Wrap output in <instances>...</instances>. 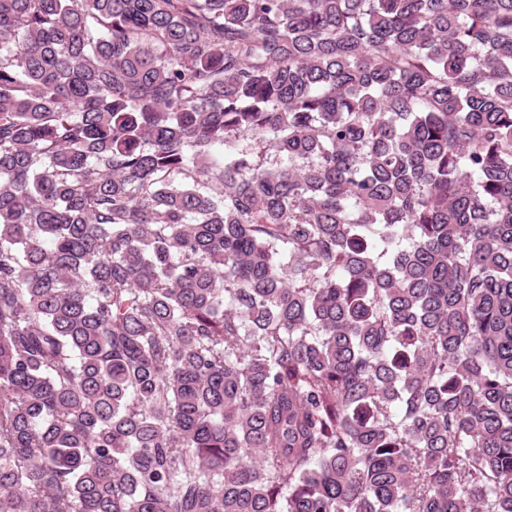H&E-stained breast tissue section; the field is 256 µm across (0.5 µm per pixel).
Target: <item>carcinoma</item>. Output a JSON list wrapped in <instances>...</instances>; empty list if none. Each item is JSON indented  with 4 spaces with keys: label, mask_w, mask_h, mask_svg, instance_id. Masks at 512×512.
Returning a JSON list of instances; mask_svg holds the SVG:
<instances>
[{
    "label": "carcinoma",
    "mask_w": 512,
    "mask_h": 512,
    "mask_svg": "<svg viewBox=\"0 0 512 512\" xmlns=\"http://www.w3.org/2000/svg\"><path fill=\"white\" fill-rule=\"evenodd\" d=\"M0 512H512V0H0Z\"/></svg>",
    "instance_id": "carcinoma-1"
}]
</instances>
